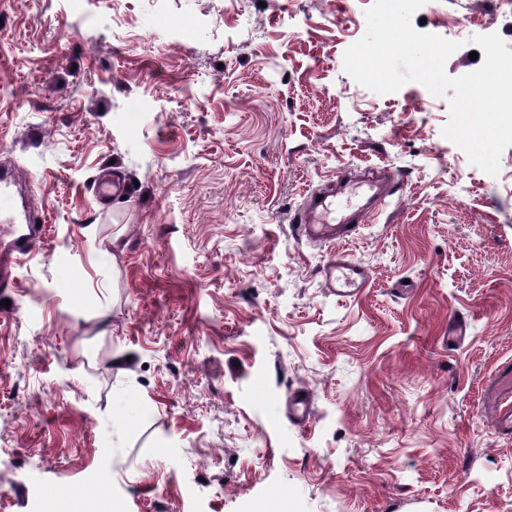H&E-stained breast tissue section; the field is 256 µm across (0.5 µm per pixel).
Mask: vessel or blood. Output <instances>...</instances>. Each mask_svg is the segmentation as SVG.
<instances>
[{
  "label": "vessel or blood",
  "mask_w": 512,
  "mask_h": 512,
  "mask_svg": "<svg viewBox=\"0 0 512 512\" xmlns=\"http://www.w3.org/2000/svg\"><path fill=\"white\" fill-rule=\"evenodd\" d=\"M393 188L377 187L364 205L347 213L335 214L336 189L327 186L310 192L291 222L297 236L313 243L342 242L353 237L392 202ZM39 215L16 208L15 181L9 171L0 172V233L9 239L7 252L0 254V285L8 286L6 267L13 259L37 249L41 242ZM369 281V272L344 254H336L324 268V282L332 294L352 298L361 294Z\"/></svg>",
  "instance_id": "b4317fda"
}]
</instances>
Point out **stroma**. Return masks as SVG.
Listing matches in <instances>:
<instances>
[{"label":"stroma","mask_w":512,"mask_h":512,"mask_svg":"<svg viewBox=\"0 0 512 512\" xmlns=\"http://www.w3.org/2000/svg\"><path fill=\"white\" fill-rule=\"evenodd\" d=\"M371 3L0 0V167L49 215L0 288V512H512L485 394L512 361V146L490 176L447 99L345 72ZM411 23L468 37L452 77L473 36L512 50L492 0ZM376 167L395 200L344 245L370 283L340 299L290 217Z\"/></svg>","instance_id":"35a3bbf8"}]
</instances>
